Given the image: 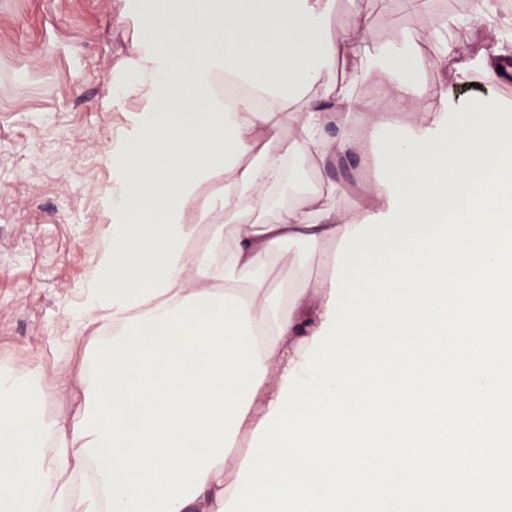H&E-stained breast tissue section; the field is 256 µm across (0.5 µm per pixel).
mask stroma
Instances as JSON below:
<instances>
[{
	"label": "stroma",
	"instance_id": "35a3bbf8",
	"mask_svg": "<svg viewBox=\"0 0 512 512\" xmlns=\"http://www.w3.org/2000/svg\"><path fill=\"white\" fill-rule=\"evenodd\" d=\"M369 63L401 30L423 51L430 81L440 15L471 0H366ZM135 0H0V363L39 369L47 414H76L62 381L85 277L112 223V144L143 104L117 107L112 86L138 31Z\"/></svg>",
	"mask_w": 512,
	"mask_h": 512
}]
</instances>
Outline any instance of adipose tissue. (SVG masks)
<instances>
[{
	"label": "adipose tissue",
	"mask_w": 512,
	"mask_h": 512,
	"mask_svg": "<svg viewBox=\"0 0 512 512\" xmlns=\"http://www.w3.org/2000/svg\"><path fill=\"white\" fill-rule=\"evenodd\" d=\"M364 4L138 0L140 35L112 93L144 107L112 148V225L69 342L93 353L69 379L82 413L47 415L43 374L0 364V512H221L244 460L235 446L303 362L326 321L336 249L369 213L331 204L337 183L298 200L274 190H295L300 163L351 158L370 174L374 211L388 212L359 118L419 137L441 120L449 83L512 79V17L476 4L465 21L491 36L478 53L456 52L464 20L437 17L430 85L419 49L396 44L375 92L353 95L350 80L367 73ZM336 67L343 84L323 83ZM296 245L322 275L305 278L300 260L294 285L272 284L269 268Z\"/></svg>",
	"instance_id": "obj_1"
}]
</instances>
